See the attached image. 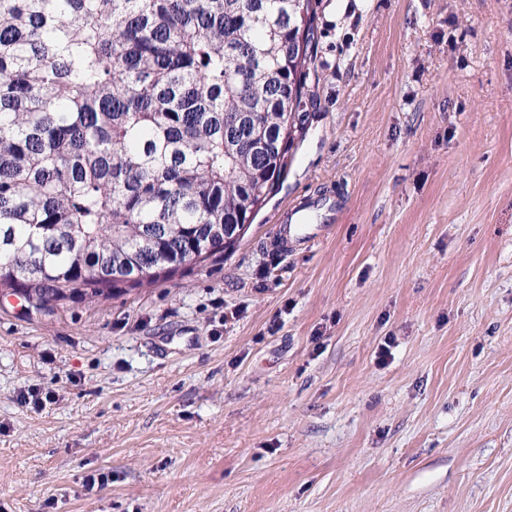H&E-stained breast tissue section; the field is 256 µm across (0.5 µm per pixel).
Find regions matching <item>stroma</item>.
Returning a JSON list of instances; mask_svg holds the SVG:
<instances>
[{"instance_id": "obj_1", "label": "stroma", "mask_w": 512, "mask_h": 512, "mask_svg": "<svg viewBox=\"0 0 512 512\" xmlns=\"http://www.w3.org/2000/svg\"><path fill=\"white\" fill-rule=\"evenodd\" d=\"M334 2L235 248L48 310L0 289V512H512V0Z\"/></svg>"}]
</instances>
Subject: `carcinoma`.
Returning a JSON list of instances; mask_svg holds the SVG:
<instances>
[{"mask_svg": "<svg viewBox=\"0 0 512 512\" xmlns=\"http://www.w3.org/2000/svg\"><path fill=\"white\" fill-rule=\"evenodd\" d=\"M312 0H0V288L37 308L235 246L287 166Z\"/></svg>", "mask_w": 512, "mask_h": 512, "instance_id": "obj_1", "label": "carcinoma"}]
</instances>
